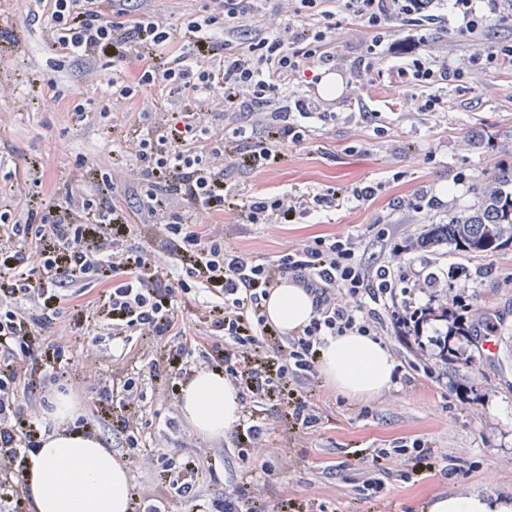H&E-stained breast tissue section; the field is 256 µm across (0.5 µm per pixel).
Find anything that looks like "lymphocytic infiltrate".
Masks as SVG:
<instances>
[{
	"label": "lymphocytic infiltrate",
	"instance_id": "1",
	"mask_svg": "<svg viewBox=\"0 0 512 512\" xmlns=\"http://www.w3.org/2000/svg\"><path fill=\"white\" fill-rule=\"evenodd\" d=\"M116 2L47 0L52 43L66 57H111L113 99L133 98L144 86L160 90L147 132L119 141L114 153L134 162L142 208L155 235L180 237L184 246L170 266L150 251L125 249L122 240L134 224L124 210L103 203L112 190L108 182L77 208L0 211V247L36 243L45 275L33 281L20 259L0 267V284L9 286L0 299V358L6 363L0 370V512H19L20 475L42 435L40 422L23 417L20 407L21 393L36 386L38 338L29 306L58 277L115 279L90 313L116 340L131 332L160 338L176 327L169 282L186 293L194 287L204 292L206 318L224 345L202 354L201 361L251 394L252 403L243 407L235 426L245 461L251 452L274 451L259 411L265 399L275 396L292 408L282 441L293 442L320 423L317 405L301 386L314 379L327 337L391 333L401 336L420 361L444 364L458 355V342L472 336L469 305L448 295L447 267L418 279L419 237L396 235L387 218L376 217L373 225L388 243L389 256L368 264L360 256L362 239L353 234L317 236L272 257L247 256L226 245L225 230L197 229L185 210L229 212L241 224H288L368 204L378 192L370 184L247 195L228 185L225 176L232 169H272L283 145L302 144L315 123L337 119L333 100L318 93L324 75L336 68L338 52L330 34L343 22L355 21L364 31L355 69L370 72L377 62H391L413 88L416 110L434 116L446 108L444 88L512 66L511 41L487 49L476 45L489 16L512 26V0H486L482 11L475 0H277L276 22L255 30L248 27L253 0H211L206 15L188 21L181 45L150 12L131 19ZM445 9L455 14L460 39L475 44L458 63L449 61L431 34ZM130 59L138 65L133 77L123 69ZM175 94L188 101L178 118L168 108ZM216 102L223 112L248 115L249 125L225 129L223 140L213 139L198 121ZM287 282L309 294L313 309L309 323L288 334L264 311L266 298ZM140 376L129 352L113 357L112 394L123 406L126 443L137 457L148 447ZM373 458L377 473L365 484L377 490L388 464L425 471L447 456L416 438L408 446L374 449ZM197 477V467L166 460L158 475L163 496L134 495L132 512H166L167 495L194 494Z\"/></svg>",
	"mask_w": 512,
	"mask_h": 512
}]
</instances>
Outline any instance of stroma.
<instances>
[{
  "mask_svg": "<svg viewBox=\"0 0 512 512\" xmlns=\"http://www.w3.org/2000/svg\"><path fill=\"white\" fill-rule=\"evenodd\" d=\"M207 0H125L129 15L147 9L181 32L189 17L200 15ZM112 60L64 59L50 40L47 15L39 0H0V187L21 183L23 199L0 197L10 207H76L96 188V172L112 176L109 203L124 210L139 201L136 175L129 160L112 156V144L135 127L146 126L142 113L157 89L135 100H113L108 89ZM360 106L337 102V111L378 112L384 135L343 119L317 126L306 144L286 145L283 157L268 171H234L228 183L249 193L278 189L331 186L345 189L362 182L381 183L370 204L344 209L323 221L302 219L295 224H232L227 215L193 213L200 225H226L232 244L243 252L267 256L324 233H358L365 239L362 258H386L388 248L372 221L383 214L397 220V232H409L393 205L402 197L426 189L441 208L428 216L439 222L475 209L496 164L512 156V67L444 90L448 110L438 116L416 114L413 91L387 66L366 78ZM449 267L468 269L465 278L448 280V291L460 294L484 319L497 323L500 349L485 359L469 347L472 365L451 362L432 373H413L369 400L347 397L316 375L313 397L320 424L293 444H281L269 457L256 461L257 477L247 485L249 496L276 512H428L433 498L465 492L512 497V245L489 255L447 256ZM44 323L42 357L57 354L84 361L97 328L87 320L73 331L51 310L36 307ZM180 335L153 341L131 337L139 352L148 390L143 418L155 447L174 461L215 467L216 479L202 478L194 497H173L168 512H198L223 500L225 492L242 483L243 463L234 433L221 438L194 435L177 392L184 374L166 363L184 338L212 340L211 326L199 304L182 299ZM112 344L103 342L100 373H81L78 386L66 393L73 404L63 420L67 427L87 420L91 433L101 436L117 458L127 451L120 412L106 419L92 416L93 403L109 381ZM176 428H167V419ZM428 439L448 454L446 470L412 478L382 475V488L362 495L363 480L373 469L372 448L398 439Z\"/></svg>",
  "mask_w": 512,
  "mask_h": 512,
  "instance_id": "35a3bbf8",
  "label": "stroma"
}]
</instances>
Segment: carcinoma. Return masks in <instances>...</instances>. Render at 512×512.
Segmentation results:
<instances>
[{
	"mask_svg": "<svg viewBox=\"0 0 512 512\" xmlns=\"http://www.w3.org/2000/svg\"><path fill=\"white\" fill-rule=\"evenodd\" d=\"M440 247L468 255H487L512 244V158L499 163L480 208L430 227Z\"/></svg>",
	"mask_w": 512,
	"mask_h": 512,
	"instance_id": "obj_1",
	"label": "carcinoma"
}]
</instances>
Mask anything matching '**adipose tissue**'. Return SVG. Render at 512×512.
<instances>
[{"mask_svg":"<svg viewBox=\"0 0 512 512\" xmlns=\"http://www.w3.org/2000/svg\"><path fill=\"white\" fill-rule=\"evenodd\" d=\"M269 320L288 332L312 316L310 296L292 284L273 291L265 305ZM388 349L369 336L328 338L320 370L336 389L353 398L377 396L393 381ZM181 407L193 430L220 436L240 416V395L222 371L196 372L180 387ZM22 490L31 512H130L131 472L100 436L55 430L29 453ZM429 512H512V498L468 492L437 497Z\"/></svg>","mask_w":512,"mask_h":512,"instance_id":"adipose-tissue-1","label":"adipose tissue"}]
</instances>
